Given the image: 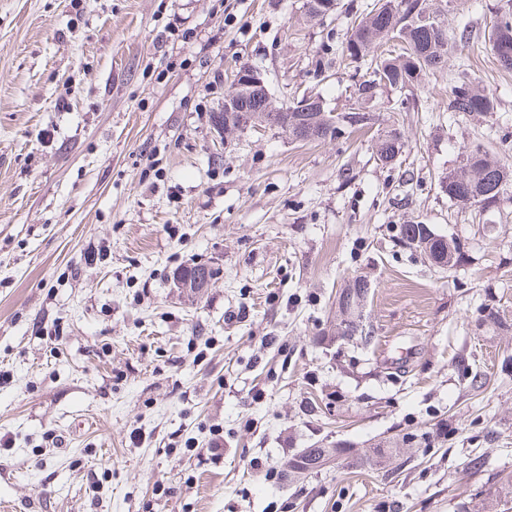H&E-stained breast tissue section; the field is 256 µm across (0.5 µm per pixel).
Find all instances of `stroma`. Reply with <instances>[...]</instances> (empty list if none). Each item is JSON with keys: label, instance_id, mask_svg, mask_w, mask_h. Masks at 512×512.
Returning <instances> with one entry per match:
<instances>
[{"label": "stroma", "instance_id": "stroma-1", "mask_svg": "<svg viewBox=\"0 0 512 512\" xmlns=\"http://www.w3.org/2000/svg\"><path fill=\"white\" fill-rule=\"evenodd\" d=\"M303 0H0V502L13 512H512V194L484 218L438 178L512 150L504 0H448L445 64L382 88L365 125L298 142L221 137L230 75L275 102L356 109L366 67L328 63L354 10ZM495 112L454 114L461 64ZM398 124L395 164L376 155ZM459 239L440 269L397 225ZM217 271L193 293L177 270ZM370 285L365 346L334 336ZM495 312L502 324L483 317ZM427 433L375 467L292 480L303 449ZM503 10L491 26L489 42L500 65L512 69V1L506 0ZM361 283L368 286V282L364 279L355 278L352 283L346 285L337 298L338 315L336 318V336L347 338L348 341L354 339L360 334L359 337L366 345L372 340V336H363V328L360 329V322L358 321V310L360 303L361 292L364 290L368 293V288H362Z\"/></svg>", "mask_w": 512, "mask_h": 512}]
</instances>
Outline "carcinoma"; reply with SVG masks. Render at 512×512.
Returning <instances> with one entry per match:
<instances>
[{
	"label": "carcinoma",
	"instance_id": "1",
	"mask_svg": "<svg viewBox=\"0 0 512 512\" xmlns=\"http://www.w3.org/2000/svg\"><path fill=\"white\" fill-rule=\"evenodd\" d=\"M448 0H381L353 25L351 34L341 47V58L358 63L366 57H372L374 66L369 78L356 84L358 97H373L376 88L384 86L391 89L411 87L421 81L430 71L439 68V64L448 58V29L443 16ZM489 42L491 50L500 65L512 69V0H507L503 10L497 15L491 26ZM237 98L242 100V112H226L224 120L231 121V127L245 129L256 127L240 121L241 114L266 112L268 105L244 86L238 90ZM304 100L294 103H282L276 106L283 118L281 131L292 138L300 130L297 118L308 117L319 140L333 139L341 132V126L347 123V115L333 114L326 109L322 112H307L301 107ZM496 108V96L480 86L472 77L469 69H462L448 94V111L458 113L493 112ZM404 148L403 134L397 128L384 132L379 140L377 157L393 150ZM448 183L444 194L448 200L462 208L476 205L496 207L504 200V194L512 186V159L495 160L483 147L476 145L465 152L462 164L440 178V183ZM417 224L397 226L398 242L411 250L421 253L441 255L451 248L453 265L462 262L464 254L460 244L450 239L445 244L437 236L428 239L426 247L412 245L408 230ZM214 276V270L204 263L195 264L179 274V280L196 281L202 273ZM363 279H354L346 285L337 298L339 317L336 318V336L349 340L360 337L368 344L372 337L363 334L357 319L360 296L364 288Z\"/></svg>",
	"mask_w": 512,
	"mask_h": 512
}]
</instances>
